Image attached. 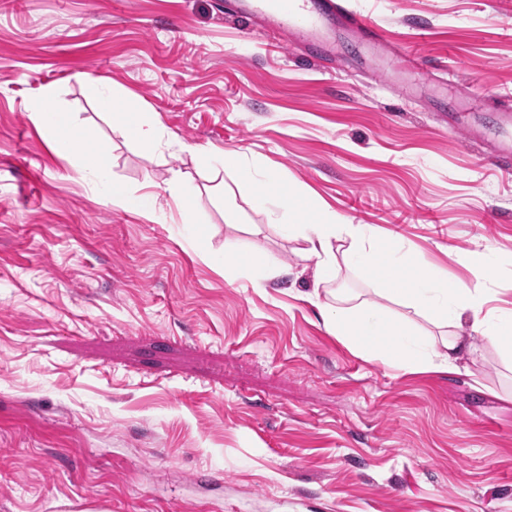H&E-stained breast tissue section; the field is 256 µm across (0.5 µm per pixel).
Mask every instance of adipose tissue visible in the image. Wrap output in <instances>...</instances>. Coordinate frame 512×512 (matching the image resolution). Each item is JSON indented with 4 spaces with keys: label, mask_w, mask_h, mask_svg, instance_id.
Segmentation results:
<instances>
[{
    "label": "adipose tissue",
    "mask_w": 512,
    "mask_h": 512,
    "mask_svg": "<svg viewBox=\"0 0 512 512\" xmlns=\"http://www.w3.org/2000/svg\"><path fill=\"white\" fill-rule=\"evenodd\" d=\"M100 107L112 115V128L120 136L151 150L162 149L158 127L134 109H118V98L110 86L98 88ZM29 118L51 148L65 158H76L78 170L93 190L112 204L150 217L166 220L156 205L157 194L149 186L128 189L112 180L109 159L100 152L80 151L81 127L61 112L54 87H44L30 108ZM215 169L224 170L234 183L252 186L253 201L266 207L269 223L288 227L306 244L305 254L314 260L318 280L331 282L339 267L370 276L376 285V300L347 296L343 290L330 291L321 308L325 327L348 342L367 358L401 367L418 360L421 371H454L459 360L475 351L472 334L512 360V308L489 307L490 291L487 254L475 255L469 282L438 278L425 264L414 260L403 245L389 242L366 224H343L335 213L312 209L304 193L298 192L278 208H268V183L259 167L250 165L237 152L212 154ZM404 308V315L392 312V305ZM420 315L425 327L416 326L412 315Z\"/></svg>",
    "instance_id": "adipose-tissue-1"
}]
</instances>
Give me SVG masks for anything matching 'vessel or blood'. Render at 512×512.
Here are the masks:
<instances>
[{
	"mask_svg": "<svg viewBox=\"0 0 512 512\" xmlns=\"http://www.w3.org/2000/svg\"><path fill=\"white\" fill-rule=\"evenodd\" d=\"M225 8L267 30L292 35L325 56L340 32L353 34L373 49L388 45L383 27L349 10L344 0H227Z\"/></svg>",
	"mask_w": 512,
	"mask_h": 512,
	"instance_id": "1",
	"label": "vessel or blood"
}]
</instances>
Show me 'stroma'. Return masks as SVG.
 Returning <instances> with one entry per match:
<instances>
[{
    "instance_id": "1",
    "label": "stroma",
    "mask_w": 512,
    "mask_h": 512,
    "mask_svg": "<svg viewBox=\"0 0 512 512\" xmlns=\"http://www.w3.org/2000/svg\"><path fill=\"white\" fill-rule=\"evenodd\" d=\"M346 3L418 67L345 38L312 59L224 0H0V512H512L504 356L477 334L452 373L359 354L305 299L304 242L249 187L237 225L216 201L203 150L242 153L440 278L492 248L512 303V160L482 159L512 136V0ZM100 81L171 148L115 134ZM48 85L116 183L164 202L181 171L204 243L95 196L28 118Z\"/></svg>"
}]
</instances>
